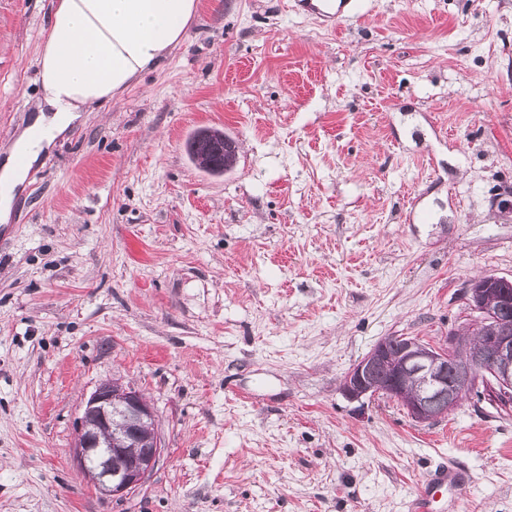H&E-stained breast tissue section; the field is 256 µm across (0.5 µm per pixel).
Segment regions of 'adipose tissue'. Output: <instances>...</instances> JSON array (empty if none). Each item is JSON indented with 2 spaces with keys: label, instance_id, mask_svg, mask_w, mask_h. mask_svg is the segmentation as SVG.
I'll return each instance as SVG.
<instances>
[{
  "label": "adipose tissue",
  "instance_id": "obj_1",
  "mask_svg": "<svg viewBox=\"0 0 512 512\" xmlns=\"http://www.w3.org/2000/svg\"><path fill=\"white\" fill-rule=\"evenodd\" d=\"M198 0H56L38 50L41 112L0 164V223L42 152L82 112L120 97L185 40Z\"/></svg>",
  "mask_w": 512,
  "mask_h": 512
}]
</instances>
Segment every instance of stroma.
Segmentation results:
<instances>
[{"label": "stroma", "instance_id": "obj_1", "mask_svg": "<svg viewBox=\"0 0 512 512\" xmlns=\"http://www.w3.org/2000/svg\"><path fill=\"white\" fill-rule=\"evenodd\" d=\"M53 0H0V146L31 121ZM212 127L236 163L198 169ZM512 279V0H199L184 42L30 171L0 224V512H512V407L418 423L341 381L380 339L444 346ZM163 454L125 498L73 459L105 380ZM329 2V3H312ZM308 8L314 10L321 19V25L326 28H333L336 22L346 16L355 14L359 8V0H312ZM237 142L218 129L199 130L189 147L191 161L201 170L223 174L235 163ZM470 477L454 461H448L435 473L429 475L418 488L415 496L407 503L408 512H433L436 503L443 497L450 505L461 495Z\"/></svg>", "mask_w": 512, "mask_h": 512}]
</instances>
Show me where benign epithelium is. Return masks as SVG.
<instances>
[{"mask_svg":"<svg viewBox=\"0 0 512 512\" xmlns=\"http://www.w3.org/2000/svg\"><path fill=\"white\" fill-rule=\"evenodd\" d=\"M237 142L218 129L199 130L189 147L201 170L231 169ZM500 278L485 276L468 288L469 303L489 326L472 339L448 336V347L434 348L404 336L398 346L379 340L345 375L341 389L351 400L374 394L377 373L391 380L393 398L423 423L447 415L473 392L479 381L512 399V298ZM163 453L153 410L129 384L106 381L85 401L76 427L74 455L80 472L104 495L124 497L139 490Z\"/></svg>","mask_w":512,"mask_h":512,"instance_id":"obj_1","label":"benign epithelium"}]
</instances>
